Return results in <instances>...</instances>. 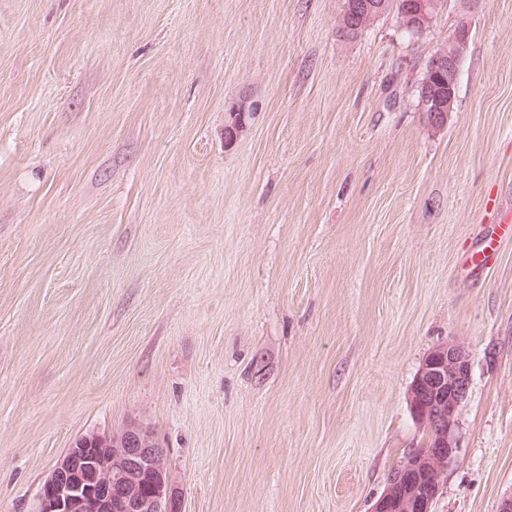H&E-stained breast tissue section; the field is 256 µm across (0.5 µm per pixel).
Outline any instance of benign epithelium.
<instances>
[{
  "instance_id": "obj_1",
  "label": "benign epithelium",
  "mask_w": 512,
  "mask_h": 512,
  "mask_svg": "<svg viewBox=\"0 0 512 512\" xmlns=\"http://www.w3.org/2000/svg\"><path fill=\"white\" fill-rule=\"evenodd\" d=\"M442 0H419L417 11L401 14V28L423 33L442 10ZM387 0L366 11L355 7V0L343 6L341 23L346 26L360 15V30L367 29L388 14ZM469 40V29L462 26L448 38V44L431 55L423 73L422 85L432 103L435 123L447 120L452 107L460 64ZM448 72V95L436 89L438 75ZM226 139L242 132L246 112H231ZM471 362L458 345L448 343L435 349L421 367L415 380L411 407L421 425L433 427L434 437L413 451L393 471L384 493L371 505L370 512H431L440 489L441 476L458 451L455 413L469 391ZM439 396L424 401L428 388ZM154 482V492L145 497L139 484L143 476ZM164 450L147 426L131 423L121 441L92 433L73 441L51 475L41 486L35 512H177L168 482Z\"/></svg>"
}]
</instances>
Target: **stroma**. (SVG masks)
<instances>
[{"mask_svg":"<svg viewBox=\"0 0 512 512\" xmlns=\"http://www.w3.org/2000/svg\"><path fill=\"white\" fill-rule=\"evenodd\" d=\"M343 3L0 0V512L132 420L181 512H369L450 341L471 384L433 512L512 495V239L485 247L512 224V0L414 37L348 34ZM461 26L434 129L418 83Z\"/></svg>","mask_w":512,"mask_h":512,"instance_id":"35a3bbf8","label":"stroma"}]
</instances>
